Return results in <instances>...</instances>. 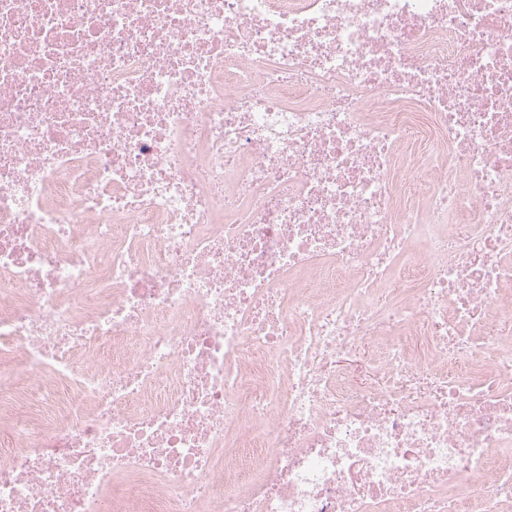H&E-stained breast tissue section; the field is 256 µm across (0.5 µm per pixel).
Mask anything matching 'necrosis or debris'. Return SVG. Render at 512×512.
I'll return each mask as SVG.
<instances>
[{
	"mask_svg": "<svg viewBox=\"0 0 512 512\" xmlns=\"http://www.w3.org/2000/svg\"><path fill=\"white\" fill-rule=\"evenodd\" d=\"M0 512H512V0H0Z\"/></svg>",
	"mask_w": 512,
	"mask_h": 512,
	"instance_id": "4bbe7bcc",
	"label": "necrosis or debris"
}]
</instances>
